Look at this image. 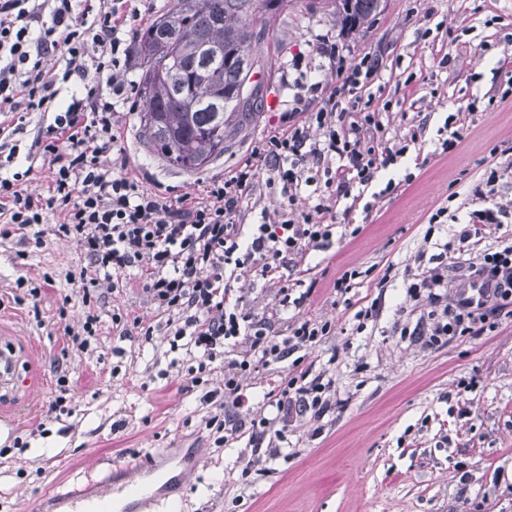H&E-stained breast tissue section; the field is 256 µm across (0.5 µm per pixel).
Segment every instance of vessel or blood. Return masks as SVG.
<instances>
[{"label": "vessel or blood", "mask_w": 512, "mask_h": 512, "mask_svg": "<svg viewBox=\"0 0 512 512\" xmlns=\"http://www.w3.org/2000/svg\"><path fill=\"white\" fill-rule=\"evenodd\" d=\"M159 454L148 451L113 462L99 480L101 492L58 490L52 496L57 512H152L159 498L172 495L187 474L161 470Z\"/></svg>", "instance_id": "1"}]
</instances>
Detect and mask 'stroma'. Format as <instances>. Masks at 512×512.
<instances>
[{"label": "stroma", "instance_id": "stroma-1", "mask_svg": "<svg viewBox=\"0 0 512 512\" xmlns=\"http://www.w3.org/2000/svg\"><path fill=\"white\" fill-rule=\"evenodd\" d=\"M255 30L265 61L254 76L261 107L228 138L223 155L192 172L169 166L144 146L137 110L117 117L120 146L127 173L177 197L223 179L277 126L301 85L328 74L321 41L335 42L352 62L368 53L382 59L362 96L382 108L390 135L421 123L426 130L361 199L333 203L329 248L310 251L301 264L314 288L304 313L333 325L306 352L333 379L331 410L320 419L293 417L279 454L261 456L257 470L243 474L253 447L244 438L223 442L207 425L224 400L223 362L184 387L198 361L171 349L167 317L134 270L84 302L76 242L55 235L52 224H34L25 235L0 238V346L18 360L17 388L0 402V512H40L45 492L152 448L176 449L179 463L183 450L201 451L176 494V512H512V317L492 335L457 336L432 350L393 331L416 322L405 270L431 267L468 213L484 208L474 185L496 171L498 201L512 202V106L500 101L512 77V0H384L359 33L342 30L309 0H290ZM445 55L451 63L438 69ZM451 112L465 142L445 154L437 130ZM51 120L33 112L19 127L12 113L0 112L7 144L19 148L17 171ZM390 181L398 187L387 195ZM442 206L454 222L425 239L429 216ZM35 237L41 247L32 245ZM353 269L360 276L350 292L334 295V281ZM386 272L391 280L378 290ZM33 286L39 296L30 295ZM375 299L376 322L359 328L356 312ZM91 314L98 332L78 347L69 334ZM138 319L152 326L151 341L140 337ZM62 375L64 387L56 384Z\"/></svg>", "mask_w": 512, "mask_h": 512}]
</instances>
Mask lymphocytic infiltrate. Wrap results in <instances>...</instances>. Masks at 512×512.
<instances>
[{"label":"lymphocytic infiltrate","instance_id":"f902f5d3","mask_svg":"<svg viewBox=\"0 0 512 512\" xmlns=\"http://www.w3.org/2000/svg\"><path fill=\"white\" fill-rule=\"evenodd\" d=\"M137 17L133 0H0V112L54 115L44 139L34 143L45 191L32 193L0 176V237L44 223L52 213L57 234L73 238L88 260L80 271L84 288L99 287L101 272L137 269L174 341L210 362L224 357V406L240 411L250 405L247 374L316 346L332 331L330 322L310 316L279 326L283 311L303 307L310 297L291 286L298 260L326 248L336 231L325 196L297 211L303 188L321 183L350 196L379 170L398 165L407 148L391 143L378 112L361 96L382 68L379 57L366 54L350 65L337 60L330 76L312 85L318 108L298 103L283 113L280 127L229 176L209 182L204 196L186 192L173 199L145 188L107 162L118 143L116 105L129 103L133 90L126 36ZM105 84L111 97L101 93ZM66 85L73 91L64 101ZM261 185L281 198V208L272 221L246 224ZM454 247L444 245L436 267L415 275L405 289L422 311L415 326L400 333L429 349L496 331L512 307V239L470 265L452 296ZM241 270L276 288L264 316L245 311L234 294L232 275ZM331 387L308 366L286 373L267 394L275 417L246 428L228 421L224 436L283 440L292 411L324 416Z\"/></svg>","mask_w":512,"mask_h":512}]
</instances>
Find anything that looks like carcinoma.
I'll return each mask as SVG.
<instances>
[{"mask_svg":"<svg viewBox=\"0 0 512 512\" xmlns=\"http://www.w3.org/2000/svg\"><path fill=\"white\" fill-rule=\"evenodd\" d=\"M348 32H358L382 0H319ZM288 0H175L136 36L141 61L137 95L144 144L187 171L224 154V141L257 111L260 85L247 88L264 60L254 54L257 16H274ZM206 46L220 56L206 61Z\"/></svg>","mask_w":512,"mask_h":512,"instance_id":"carcinoma-1","label":"carcinoma"}]
</instances>
